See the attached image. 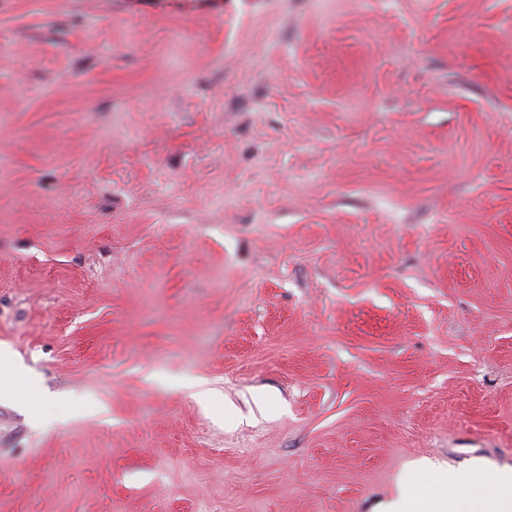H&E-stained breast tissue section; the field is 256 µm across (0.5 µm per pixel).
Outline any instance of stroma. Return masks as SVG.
Wrapping results in <instances>:
<instances>
[{"instance_id":"35a3bbf8","label":"stroma","mask_w":512,"mask_h":512,"mask_svg":"<svg viewBox=\"0 0 512 512\" xmlns=\"http://www.w3.org/2000/svg\"><path fill=\"white\" fill-rule=\"evenodd\" d=\"M0 347V512L512 471V0H0Z\"/></svg>"}]
</instances>
